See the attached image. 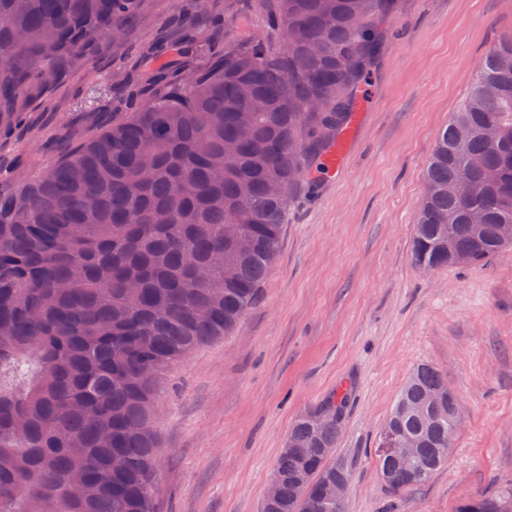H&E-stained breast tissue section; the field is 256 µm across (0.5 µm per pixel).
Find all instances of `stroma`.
<instances>
[{
    "label": "stroma",
    "instance_id": "35a3bbf8",
    "mask_svg": "<svg viewBox=\"0 0 512 512\" xmlns=\"http://www.w3.org/2000/svg\"><path fill=\"white\" fill-rule=\"evenodd\" d=\"M176 0H154L125 43L102 42L24 113L63 148L95 132L81 102L154 37ZM273 0H205L241 38L278 40ZM370 77L352 91L360 119L343 165L313 160L291 192L279 251L257 299L224 336L163 370L154 426L155 512H261L291 423L348 395L337 456L351 466L344 512H456L512 480V250L433 272L411 259L423 173L439 131L473 89L476 64L512 35V0H398ZM45 151L0 142V175L33 174ZM448 378L462 425L428 482L391 495L374 448L418 364Z\"/></svg>",
    "mask_w": 512,
    "mask_h": 512
}]
</instances>
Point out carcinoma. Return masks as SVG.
<instances>
[{
	"label": "carcinoma",
	"instance_id": "carcinoma-1",
	"mask_svg": "<svg viewBox=\"0 0 512 512\" xmlns=\"http://www.w3.org/2000/svg\"><path fill=\"white\" fill-rule=\"evenodd\" d=\"M151 2L0 0V133L20 123L32 87L58 86L102 40L124 43ZM276 2L277 49L226 32L196 68L184 60L202 0H181L179 57L149 46L111 75L137 86L124 116L0 190V512H154L160 374L253 305L290 192L345 129L377 48L373 21L397 0ZM476 71L423 175L417 266L488 262L512 246L500 235L512 225V36ZM462 179L466 195L453 190ZM446 394L427 363L398 394L374 450L390 493L447 462L458 397ZM346 402L293 423L273 469L279 502L261 512H339L321 487L351 477L336 458ZM388 434L415 441L410 465L383 449ZM457 512H512V483Z\"/></svg>",
	"mask_w": 512,
	"mask_h": 512
}]
</instances>
